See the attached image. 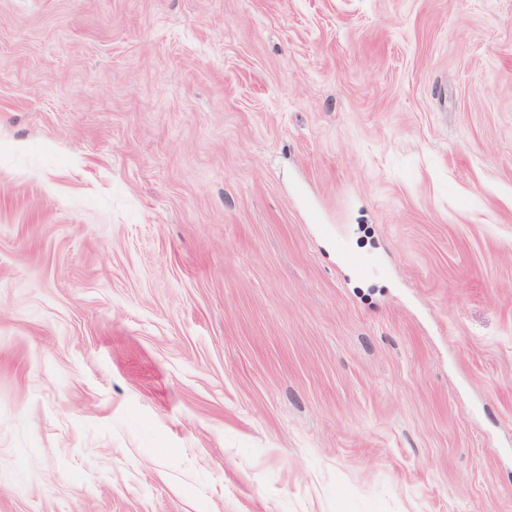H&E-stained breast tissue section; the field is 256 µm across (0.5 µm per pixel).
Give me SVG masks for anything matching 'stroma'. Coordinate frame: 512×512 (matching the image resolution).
Segmentation results:
<instances>
[{"label":"stroma","mask_w":512,"mask_h":512,"mask_svg":"<svg viewBox=\"0 0 512 512\" xmlns=\"http://www.w3.org/2000/svg\"><path fill=\"white\" fill-rule=\"evenodd\" d=\"M0 512H512V0H0Z\"/></svg>","instance_id":"1"}]
</instances>
